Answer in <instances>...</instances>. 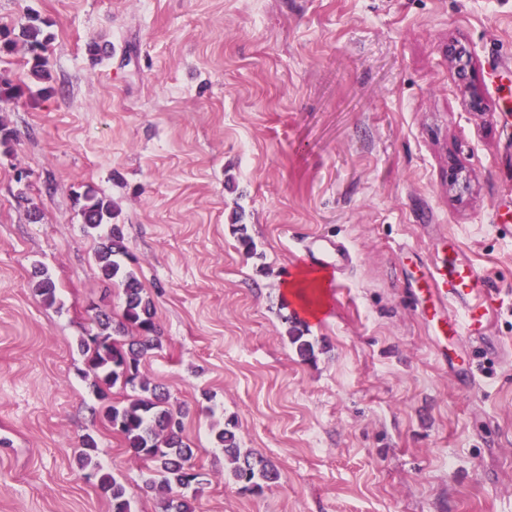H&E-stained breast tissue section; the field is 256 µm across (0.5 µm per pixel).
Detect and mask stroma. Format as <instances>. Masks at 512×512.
Segmentation results:
<instances>
[{
  "mask_svg": "<svg viewBox=\"0 0 512 512\" xmlns=\"http://www.w3.org/2000/svg\"><path fill=\"white\" fill-rule=\"evenodd\" d=\"M33 15L56 92L0 103V512H112L79 465L88 433L133 512H162L79 348L96 311L122 313L89 189L155 305L141 371L186 413L208 478L196 512H512V113L493 72L512 0H0L17 37L0 80L26 71ZM316 235L354 264L305 322L304 361L283 284ZM448 240L492 288L485 340L423 313ZM228 421L281 473L261 493L224 472L212 429ZM290 323L286 330L289 342L296 348L297 353L304 359H310L314 356V344L307 336H304V329L301 328V321L298 317L294 320L288 321L286 318L285 323Z\"/></svg>",
  "mask_w": 512,
  "mask_h": 512,
  "instance_id": "35a3bbf8",
  "label": "stroma"
}]
</instances>
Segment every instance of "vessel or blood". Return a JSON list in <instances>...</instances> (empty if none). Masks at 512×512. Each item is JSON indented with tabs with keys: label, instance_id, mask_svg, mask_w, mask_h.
<instances>
[{
	"label": "vessel or blood",
	"instance_id": "obj_1",
	"mask_svg": "<svg viewBox=\"0 0 512 512\" xmlns=\"http://www.w3.org/2000/svg\"><path fill=\"white\" fill-rule=\"evenodd\" d=\"M323 255L326 270L339 271L352 263L349 250L338 242L317 247ZM426 277L438 292L437 314L446 317L448 330L463 337L483 336L486 329V309L477 288L479 275L470 258L458 248L436 254L426 268Z\"/></svg>",
	"mask_w": 512,
	"mask_h": 512
}]
</instances>
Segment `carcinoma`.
<instances>
[{"label":"carcinoma","mask_w":512,"mask_h":512,"mask_svg":"<svg viewBox=\"0 0 512 512\" xmlns=\"http://www.w3.org/2000/svg\"><path fill=\"white\" fill-rule=\"evenodd\" d=\"M22 37L32 54L27 78L41 84L40 94L48 97L54 93L52 76L43 56L48 37L38 18L23 28ZM83 199L81 215L86 230L110 225L94 257L102 278L120 288L124 306L122 320L116 326L108 313L98 311L96 333L89 340L80 341V349L89 355L91 366L99 372L100 397H107V391L119 383L133 391L122 403L107 405L104 418L118 429L134 456L149 464L152 473L149 488L161 499L162 512H195L198 493L208 479L192 463L194 449L184 441V413L167 407L160 386L140 371L142 363L160 347L154 304L123 261L126 249L119 225L112 223V201L90 190L83 194ZM33 278L39 295L48 302L53 301L56 284L52 278L41 269L34 270ZM286 333L299 356L304 359L314 356V344L304 336L300 319L290 321ZM116 334L126 337V341L116 340ZM212 434L217 446L224 449V471L242 490L259 492L280 478L273 464L241 450L230 423L213 430ZM98 483L109 499L112 512H132L123 483L107 474L99 475Z\"/></svg>","instance_id":"obj_1"}]
</instances>
